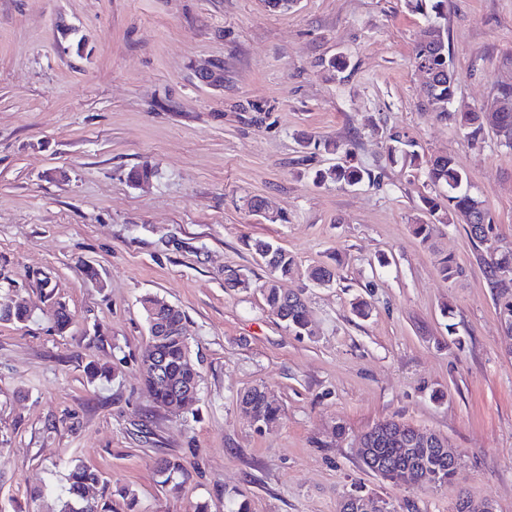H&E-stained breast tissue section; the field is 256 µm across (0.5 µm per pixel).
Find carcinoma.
<instances>
[{
    "mask_svg": "<svg viewBox=\"0 0 512 512\" xmlns=\"http://www.w3.org/2000/svg\"><path fill=\"white\" fill-rule=\"evenodd\" d=\"M446 0H406V8L427 18V26H440L444 18ZM411 60L417 63L428 60L439 71V78L424 93L425 106L432 108L436 118L453 122L459 129L465 130L472 137L481 133L484 125L492 123L497 132L512 146V119L500 121L494 112H455L451 105L455 96V82L448 81V45H443L442 52H437L433 42L424 37L415 43ZM388 157L393 162H400L411 173H422L430 188V196L424 202L430 207H441L448 222L458 218L466 220L467 211L474 198L464 188L467 174L450 156H431L416 149V143L403 139L398 132L389 134ZM326 149L343 157V162L336 165L334 178L341 186H354L371 173L348 160L350 151L344 143L329 142ZM466 234L473 242L476 255L484 268L487 287L499 307L501 322L508 333H512V280L498 278L496 271L503 266L512 267V244L504 243L492 235V224L466 225ZM252 249L260 255L272 253L274 263L271 271L275 277L284 278L293 272L294 259L281 247L263 240H256ZM439 275L445 280H454L462 274L461 268L451 257H444L438 263ZM336 277V269L329 266H316L308 272L309 281L320 286L331 282ZM263 296L271 312L283 319L288 327L299 334H311L309 329V310L306 301L300 300L298 294L288 293L278 288L272 280L263 287ZM31 318V311L18 304L9 294H0V322L23 323ZM166 330L162 336L151 337V342L158 345L160 359L169 375L180 386L200 385L199 362L190 353L187 337L180 330V323L186 319L181 309L162 316ZM155 404L167 411H188L199 401L200 396L188 397L178 389H155ZM238 406L248 415L259 429L269 428L281 416L280 406L272 401L266 391L252 387L238 397ZM396 425L392 419L376 423L371 431L377 433L374 446L370 448L371 457L363 461L369 470H381L384 478L396 482V472L407 471L406 481L420 487L437 488L448 483L457 473V466L448 461V453L439 445L424 446L418 444L412 451L389 438L384 431ZM100 481L99 475L92 469L75 464L66 475V484L61 490L62 506L60 512H98V504L89 496V491Z\"/></svg>",
    "mask_w": 512,
    "mask_h": 512,
    "instance_id": "obj_1",
    "label": "carcinoma"
}]
</instances>
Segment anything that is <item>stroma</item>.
I'll use <instances>...</instances> for the list:
<instances>
[{
    "label": "stroma",
    "instance_id": "1",
    "mask_svg": "<svg viewBox=\"0 0 512 512\" xmlns=\"http://www.w3.org/2000/svg\"><path fill=\"white\" fill-rule=\"evenodd\" d=\"M446 14L453 108L483 111L512 85V0ZM425 25L404 0H0V291L33 314L0 322V512H56L73 462L99 473L100 512H339L356 490L392 512H456L463 494L512 512V335L463 223L425 210L424 176L386 141L452 156L509 242L512 147L426 110L411 61ZM339 53L349 69L328 70ZM217 62L223 84L200 82ZM326 140L370 179L337 186ZM145 163L154 177L130 182ZM254 240L294 257L278 286L303 293L311 335L269 311ZM323 264L337 277L312 286ZM230 268L251 288L225 287ZM147 295L187 315L192 411L157 408L145 383ZM255 385L281 407L271 428L236 405ZM388 418L444 437L455 478L424 489L367 470L356 442ZM161 456L183 464L175 484Z\"/></svg>",
    "mask_w": 512,
    "mask_h": 512
}]
</instances>
